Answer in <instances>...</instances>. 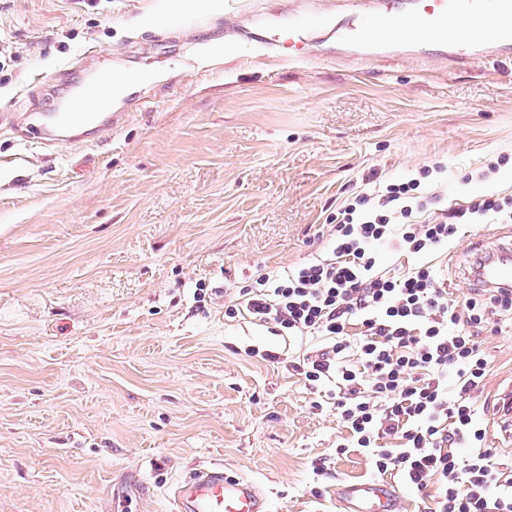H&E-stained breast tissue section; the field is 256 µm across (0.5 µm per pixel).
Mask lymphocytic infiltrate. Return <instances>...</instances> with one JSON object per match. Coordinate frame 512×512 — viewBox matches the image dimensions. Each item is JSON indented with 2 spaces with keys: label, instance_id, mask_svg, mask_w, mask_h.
I'll list each match as a JSON object with an SVG mask.
<instances>
[{
  "label": "lymphocytic infiltrate",
  "instance_id": "1",
  "mask_svg": "<svg viewBox=\"0 0 512 512\" xmlns=\"http://www.w3.org/2000/svg\"><path fill=\"white\" fill-rule=\"evenodd\" d=\"M435 200L417 177L356 193L328 227L326 256L259 274L224 315L320 338L295 368L334 401L346 430L337 450L361 449L379 473L425 493L423 512H512V480L493 462L475 400L488 372L476 330L512 316V291L452 300L425 262L460 225L511 224L512 197L437 215Z\"/></svg>",
  "mask_w": 512,
  "mask_h": 512
}]
</instances>
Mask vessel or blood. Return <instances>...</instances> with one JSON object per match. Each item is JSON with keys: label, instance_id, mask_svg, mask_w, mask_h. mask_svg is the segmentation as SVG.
Listing matches in <instances>:
<instances>
[{"label": "vessel or blood", "instance_id": "b4317fda", "mask_svg": "<svg viewBox=\"0 0 512 512\" xmlns=\"http://www.w3.org/2000/svg\"><path fill=\"white\" fill-rule=\"evenodd\" d=\"M386 31L378 42L376 31ZM344 43L374 50L378 58L424 60L425 45H437L449 66L478 60L512 59V0H368L362 9L336 16L321 8L306 17H273L257 51L278 63L295 64L307 57L309 45L327 35ZM132 78L117 83L109 71L99 72L88 95L127 90ZM94 128L97 136L112 130L99 113L86 111L83 98L68 100L55 117L54 130L24 134L49 149L61 142L60 131ZM473 285L477 288L512 286V244L478 254ZM171 512H269L265 493L255 484L215 466L178 481L170 490ZM336 512H410L406 498L391 483L372 480L336 486Z\"/></svg>", "mask_w": 512, "mask_h": 512}]
</instances>
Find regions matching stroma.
Returning <instances> with one entry per match:
<instances>
[{
	"mask_svg": "<svg viewBox=\"0 0 512 512\" xmlns=\"http://www.w3.org/2000/svg\"><path fill=\"white\" fill-rule=\"evenodd\" d=\"M168 0H0V109L41 122L81 65L137 73L104 138L40 150L0 132V512H170L168 491L223 465L272 512H336L337 481L377 478L333 405L293 369L315 337L229 319L263 268L330 248L325 225L371 173L441 166V206L512 195V62L424 71L395 60L355 75L315 44L302 65L250 59L266 0L206 43L153 24ZM236 43L233 56L208 44ZM491 180L478 173L491 162ZM512 224L464 226L432 257L460 299L473 243ZM478 403L512 472L494 404L512 385V330H484ZM274 353L266 361L262 352Z\"/></svg>",
	"mask_w": 512,
	"mask_h": 512,
	"instance_id": "stroma-1",
	"label": "stroma"
}]
</instances>
